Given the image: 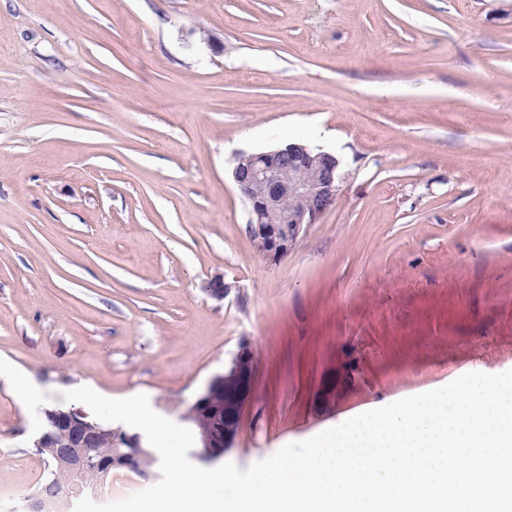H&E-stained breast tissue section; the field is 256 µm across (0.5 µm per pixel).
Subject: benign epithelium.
<instances>
[{"instance_id": "7a95c632", "label": "benign epithelium", "mask_w": 512, "mask_h": 512, "mask_svg": "<svg viewBox=\"0 0 512 512\" xmlns=\"http://www.w3.org/2000/svg\"><path fill=\"white\" fill-rule=\"evenodd\" d=\"M340 162L336 155L316 151L302 141L274 149L240 155L232 177L248 212V233L258 246L259 257L269 265L280 263L296 247L312 224L332 206L339 191ZM256 351L243 341L224 373L215 376L190 405L188 416L208 413L215 424L201 430L195 456L212 463L233 447L243 414L255 396ZM339 389L336 378L323 385L317 403L330 407ZM51 427L36 440L35 447L50 460L70 470L73 481L49 486L25 498V512H44L58 503H71L84 496L96 498L112 477V469L147 474V458L136 433L112 430L114 453L108 465L93 455L97 424L79 410L49 409Z\"/></svg>"}]
</instances>
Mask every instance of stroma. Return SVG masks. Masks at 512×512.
Returning <instances> with one entry per match:
<instances>
[{
  "instance_id": "obj_1",
  "label": "stroma",
  "mask_w": 512,
  "mask_h": 512,
  "mask_svg": "<svg viewBox=\"0 0 512 512\" xmlns=\"http://www.w3.org/2000/svg\"><path fill=\"white\" fill-rule=\"evenodd\" d=\"M291 140L342 181L271 266L232 169ZM244 339L243 470L512 369V0H0V489L43 471L23 386L176 422Z\"/></svg>"
}]
</instances>
